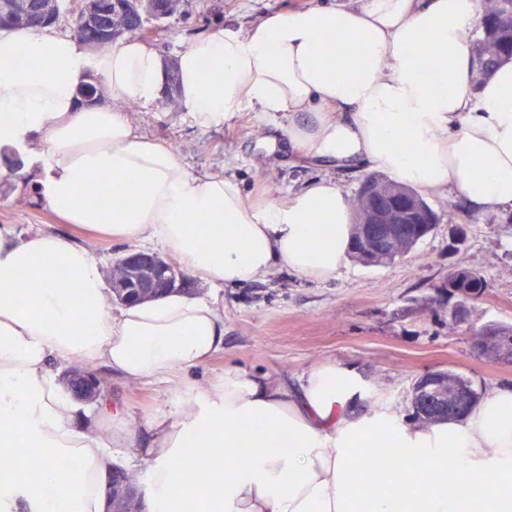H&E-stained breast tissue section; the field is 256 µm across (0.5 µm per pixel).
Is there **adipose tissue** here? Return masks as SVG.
<instances>
[{
    "label": "adipose tissue",
    "instance_id": "ef3b65f1",
    "mask_svg": "<svg viewBox=\"0 0 512 512\" xmlns=\"http://www.w3.org/2000/svg\"><path fill=\"white\" fill-rule=\"evenodd\" d=\"M477 15V0L284 8L181 50L179 97L200 126L284 112L283 134L302 156L367 163L413 188L461 192L478 212L506 210L512 61L474 85L464 34ZM436 43L446 53L418 54ZM44 66L54 75H41ZM93 74L113 106L80 104ZM165 79L161 54L140 38L93 54L47 28L1 29L0 148L43 164L46 203L72 231L154 244L214 285L249 283L277 265L334 277L354 220L335 179L257 202L235 177L189 172L126 112L154 101ZM103 175L108 204L92 191ZM223 349L215 301L173 293L111 311L97 262L70 234L1 224L0 458L15 467L0 481V512H107L120 461L143 468L148 512H512L510 384L460 420L424 428L373 402L352 365L324 363L294 382L229 368L209 388L178 389L177 412L135 426L117 410L90 416L52 370L105 366L140 384ZM64 457L76 466L62 479ZM408 458L424 470L405 471ZM358 471L372 476L363 511Z\"/></svg>",
    "mask_w": 512,
    "mask_h": 512
}]
</instances>
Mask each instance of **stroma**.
Segmentation results:
<instances>
[{"label":"stroma","instance_id":"1","mask_svg":"<svg viewBox=\"0 0 512 512\" xmlns=\"http://www.w3.org/2000/svg\"><path fill=\"white\" fill-rule=\"evenodd\" d=\"M316 0H185L183 14L149 22L151 41L165 58L176 57L194 40L222 27H244L262 15ZM139 132L173 147L191 172L236 176L256 198L282 199L330 174L347 200H354L370 164L336 167L319 159L293 156L280 135L285 114L242 112L218 128H201L180 102L159 98L129 108ZM437 213L435 230L402 260L370 267L348 260L335 277L312 281L277 267L242 286H214L194 279L195 296L217 301L224 309V349L206 364L175 374L167 382L128 384L111 369L92 412L121 410L134 423L177 411L172 389L185 382L206 388L238 367L296 377L326 363L359 368L392 406L411 414L412 388L420 376L450 370L469 379L480 393L512 383V363L489 360L472 348L465 327L448 324V272L457 265L478 269L490 284L471 308L475 325L512 324V222L502 213H476L450 193L429 192ZM19 231L64 230L45 200L0 182V225ZM467 241L454 249L457 230Z\"/></svg>","mask_w":512,"mask_h":512}]
</instances>
